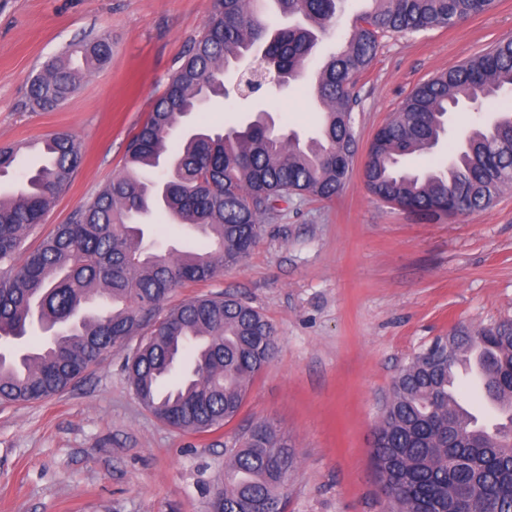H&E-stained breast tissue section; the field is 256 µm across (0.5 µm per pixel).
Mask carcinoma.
<instances>
[{
    "label": "carcinoma",
    "instance_id": "cac0c4a2",
    "mask_svg": "<svg viewBox=\"0 0 512 512\" xmlns=\"http://www.w3.org/2000/svg\"><path fill=\"white\" fill-rule=\"evenodd\" d=\"M217 0L202 34L131 138L123 174L82 203L33 249L29 233L68 188L82 162L65 133L42 141L46 163L26 185L0 198V341L22 339L38 320L51 336L13 360L0 356V404L42 400L67 389L107 350H130L129 381L159 419L180 430L209 432L240 411L253 378L277 351L273 324L230 295H204L162 312L172 288L213 279L256 246L260 217L293 195L327 200L350 178L357 152L352 122L355 77L372 62L385 32H418L461 24L494 0H373L346 44L314 73L307 64L318 34L345 0ZM270 73L294 82L317 102L319 132L301 141L251 121L222 133L187 135L157 185L140 171L156 168L182 119L202 110L208 87L255 48ZM87 64L112 55L102 35L76 45ZM64 50L31 82L32 106L50 110L76 95L83 72ZM512 89V39L417 85L398 115L376 132L362 165L369 193L427 217L453 198L455 212L489 208L512 185V105L468 135L445 167L408 172L400 159L433 150L448 133V116ZM161 206L175 224L204 235V250L153 253L143 224ZM481 354V394L512 408V321L461 327L413 355L395 377L377 427L373 460L389 512H512V416L495 431L476 427L448 397L466 356ZM295 468L288 438L256 423L229 449L224 485L212 512H285V475Z\"/></svg>",
    "mask_w": 512,
    "mask_h": 512
}]
</instances>
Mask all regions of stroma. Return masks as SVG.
<instances>
[{"label": "stroma", "mask_w": 512, "mask_h": 512, "mask_svg": "<svg viewBox=\"0 0 512 512\" xmlns=\"http://www.w3.org/2000/svg\"><path fill=\"white\" fill-rule=\"evenodd\" d=\"M366 7L349 0L309 69ZM211 10V0H0V147L20 150L0 178V195L15 193L41 165L27 143L65 132L83 155L27 247L122 171L130 139ZM88 31L109 35L111 62L55 110L32 111L31 78ZM510 37L512 0H495L461 25L379 35L354 87L360 151L418 84ZM268 104L277 127L316 132L317 106L294 83L213 99L190 125L220 131ZM510 104L508 91L453 113L432 153L405 157L404 166L445 165L449 147ZM144 240L162 251L203 244L159 212ZM217 293L259 309L279 336L237 417L206 433L169 426L137 399L125 351H111L64 392L0 407V512H208L235 437L262 420L287 434L295 452L287 512H386L372 446L395 374L453 327L512 319V189L486 211L428 220L370 194L354 161L335 199L292 197L262 219L259 242L242 262L212 280L175 286L166 304Z\"/></svg>", "instance_id": "35a3bbf8"}]
</instances>
